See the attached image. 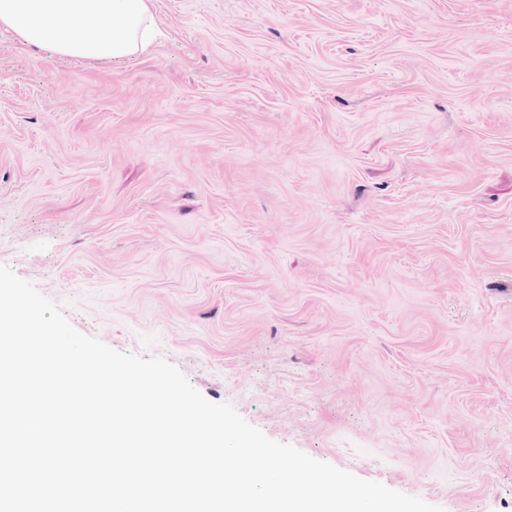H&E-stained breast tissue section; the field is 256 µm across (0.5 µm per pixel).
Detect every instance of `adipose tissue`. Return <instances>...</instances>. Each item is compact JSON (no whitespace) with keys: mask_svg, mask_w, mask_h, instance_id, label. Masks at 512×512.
<instances>
[{"mask_svg":"<svg viewBox=\"0 0 512 512\" xmlns=\"http://www.w3.org/2000/svg\"><path fill=\"white\" fill-rule=\"evenodd\" d=\"M151 0H0V28L50 56L120 62L147 50L161 33Z\"/></svg>","mask_w":512,"mask_h":512,"instance_id":"1","label":"adipose tissue"}]
</instances>
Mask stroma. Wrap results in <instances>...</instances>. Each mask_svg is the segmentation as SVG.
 Instances as JSON below:
<instances>
[{"mask_svg":"<svg viewBox=\"0 0 512 512\" xmlns=\"http://www.w3.org/2000/svg\"><path fill=\"white\" fill-rule=\"evenodd\" d=\"M0 29V265L270 438L512 512V0H152ZM151 0H0V28L51 57L121 62L147 50L162 33ZM86 32H95L87 37Z\"/></svg>","mask_w":512,"mask_h":512,"instance_id":"stroma-1","label":"stroma"}]
</instances>
